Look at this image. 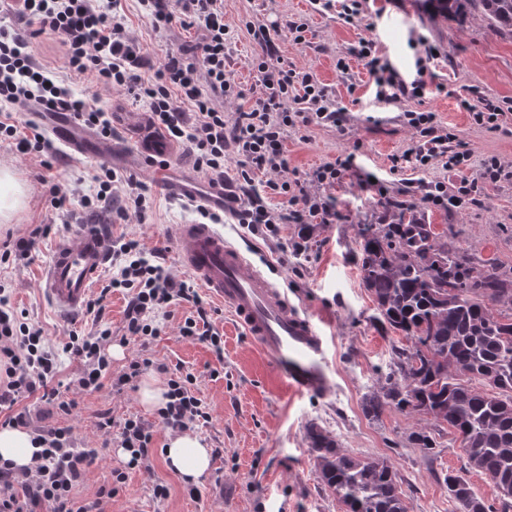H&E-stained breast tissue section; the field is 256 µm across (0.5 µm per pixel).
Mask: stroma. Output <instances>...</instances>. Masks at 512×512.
<instances>
[{
	"instance_id": "35a3bbf8",
	"label": "stroma",
	"mask_w": 512,
	"mask_h": 512,
	"mask_svg": "<svg viewBox=\"0 0 512 512\" xmlns=\"http://www.w3.org/2000/svg\"><path fill=\"white\" fill-rule=\"evenodd\" d=\"M120 12L127 31L140 42L150 62L141 72L146 79L168 51L200 35L195 28L154 31L137 0H122ZM224 22L230 30L224 49L226 68L244 91L240 97H225L226 114L251 107L258 92L255 64L262 55L253 30L274 25L279 30L278 53L271 58V65L313 73L343 117L338 125L313 123L288 129L284 139L287 169L253 174L254 188L271 211H280L283 202L271 186L285 181H300L307 195L333 201L335 208L328 223L317 225L305 240L299 239L295 224L278 225L276 233L268 235L238 224L231 209L233 197L241 190L237 167L229 160L224 164L227 199L220 225L225 236L287 288L293 303L332 336L334 391L323 398L289 397L259 347L236 326L224 306L208 296L203 302L210 311V324L223 336V354L180 336V325L193 312L192 305L184 301L173 302L159 316L160 336L142 345L124 330L127 292L100 293L113 275L109 266L91 290L92 296L105 298L101 318L84 311L64 317L52 308L40 288V272L51 258L54 242L82 223L103 225L111 239H139L176 280L190 281V274L177 261L175 238L179 225L198 222L201 216L195 204L172 193L170 184L188 178L196 191L203 192L211 180L197 170L185 142L175 143L165 176L146 166L136 152L133 124L135 116L145 113L143 103L121 87L71 78L62 49L43 34L30 45L36 60L49 67L56 79L68 80L74 97L97 101L115 111L111 140L120 150L111 168L118 178L117 188L125 190L130 181L147 186V209L141 215L129 213L126 221L116 223L111 211L81 207L79 197L91 192L101 158L74 157L56 149L24 154L10 145H0V168L12 170L27 190L25 204L11 223H0V240L28 235L39 226L48 228L37 237L27 258L13 257L0 263V285L11 293L15 309L23 312L26 322L41 329L45 344L59 351V380L77 379L81 371L79 362L62 352L69 333L89 336L103 325L111 328L112 344L122 351L112 361L113 375L123 373L137 357L179 365L192 373V390L212 414L209 425L196 429L213 451L211 464L193 487L166 468L163 449L169 431L158 424L155 411L141 406L135 387L117 389L107 384L92 393L71 389L69 396L76 406L67 417L33 397L20 401V408L30 411L33 426H70L78 447L100 449L101 461L86 470L74 490L82 501L95 498L99 487L110 482L112 469H126V460L118 455L115 444L105 441L99 427L101 417L111 416L117 423L138 417L152 424L154 454L149 464L127 469L126 483L106 504V512H343L336 497L324 487L309 452L306 428L312 423L330 432L355 455L390 461L402 480L408 512H458L444 484L450 472H465L479 497L496 502L497 488L468 467L459 441L449 430L437 433L438 446L428 459L409 443L408 436L420 429L432 430V420L394 408L385 409L375 420L365 415L366 397L382 386V369L390 362L394 347L405 345L406 339L381 323L362 284L357 232L362 224L391 223V214L379 204L381 196L413 202L423 222L433 225L435 231L448 232L474 267L492 265L512 277V37L495 32L480 17L461 26L431 22L410 0H363L359 15L349 22L336 11L324 10L316 0H224ZM300 24L307 27L302 43L296 42L291 32ZM361 40L373 41L408 81L420 74L418 59L425 46L438 48L437 59L428 63L423 73L427 81L424 96L387 102L378 96L363 63L354 58L349 60L348 71H339L338 59ZM464 96L500 105L504 114L498 128L476 124L459 105ZM408 109L434 112L444 131L466 143L472 158L465 174L478 181L477 205L447 209L424 200L422 185L441 181L450 186L458 180L441 160H432L421 169L407 162L394 168V158L420 138L403 118ZM340 155L350 157L351 165L336 182L312 180L316 167ZM490 157L506 172L496 182L479 177L483 159ZM53 182L75 195L68 213H60L50 203L49 185ZM159 483L169 489L166 498L153 495Z\"/></svg>"
}]
</instances>
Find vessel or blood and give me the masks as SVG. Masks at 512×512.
Instances as JSON below:
<instances>
[{"label": "vessel or blood", "instance_id": "b4317fda", "mask_svg": "<svg viewBox=\"0 0 512 512\" xmlns=\"http://www.w3.org/2000/svg\"><path fill=\"white\" fill-rule=\"evenodd\" d=\"M137 149L144 161L167 158L172 146L164 135L138 125ZM48 134L67 154L103 145L76 135L70 126L50 124ZM177 256L197 282L228 308L238 325L270 359L289 394L325 397L334 389L333 340L324 327L302 314L281 288L255 268L223 232L207 223L183 224L177 231ZM108 261V239L100 225L81 224L56 241L52 259L41 272L47 299L64 315L83 309L96 278Z\"/></svg>", "mask_w": 512, "mask_h": 512}]
</instances>
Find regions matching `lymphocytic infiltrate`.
Returning <instances> with one entry per match:
<instances>
[{
    "label": "lymphocytic infiltrate",
    "mask_w": 512,
    "mask_h": 512,
    "mask_svg": "<svg viewBox=\"0 0 512 512\" xmlns=\"http://www.w3.org/2000/svg\"><path fill=\"white\" fill-rule=\"evenodd\" d=\"M155 30L172 26L198 28L196 41L169 53L154 79L142 78L145 64L139 42L131 37L121 20V0H0V15L14 17L18 27L0 26V104L27 101L72 113L81 124L97 129L103 136L112 133V113L89 102L74 98L69 87L56 84L46 67L39 65L28 50L31 39L49 33L63 51L72 76L92 77L108 86L124 87L134 98L149 104V122L169 139L188 141L198 170L216 176L224 174L227 152L238 157L241 178L255 169L277 170L287 167L284 130L301 124L338 123L339 114L326 88L312 73L285 66L258 64L259 96L247 111L227 117L224 96L234 91L236 83L224 65V41L229 32L224 22V0H139ZM362 61L373 82L390 90L392 98L408 94L422 97L424 80L406 83L379 55L372 42L362 40L352 46L347 57ZM404 117L418 129L421 139L405 153V160L427 165L432 157L446 158L448 170L466 168L471 154L468 149L452 148V135L438 131L435 113L408 110ZM117 176L100 169L94 176L98 185L95 197L85 199L86 208L98 203L121 199L117 213L142 212L146 196L140 186L130 185L118 194ZM289 207L275 214L264 205L260 195L246 191V199L235 215L239 223L251 229L274 231L285 223L306 224L315 216L329 218L331 202L309 198L301 185L288 182L277 185ZM113 264L120 274L110 285L128 291L126 333L154 338L161 330L151 316L174 301H186L195 313L179 327L182 338L210 345L222 352V337L210 326L208 311L195 289L186 282L175 281L166 267L152 263L138 239L119 238L110 246ZM112 343L110 328H101L90 336L70 333L64 350L83 366L76 380L80 390L95 392L111 368L108 348ZM156 367L168 377L166 402L157 411L165 427L183 430L198 422H209L211 414L205 403L191 390L192 375L167 365H152L150 359H135L127 372L119 375L115 385L130 384L144 370ZM56 359L42 345L39 328L21 321L10 298L0 292V421L23 427L27 413L17 410V403L33 397L63 414H71L73 402L62 398L55 381ZM104 434H115L118 447L129 452L128 467L148 463L152 454V426L139 418L125 419L113 425L111 417H102ZM35 440L42 451L34 471L20 470L10 461L0 460V512H102L104 502L118 494L126 476L113 470L111 483L101 486L91 502L76 501L73 490L86 469L100 457L95 448L74 445L71 428L65 426L39 429Z\"/></svg>",
    "instance_id": "f902f5d3"
}]
</instances>
